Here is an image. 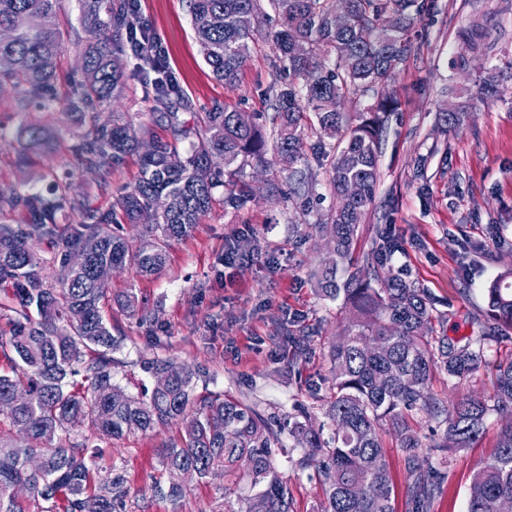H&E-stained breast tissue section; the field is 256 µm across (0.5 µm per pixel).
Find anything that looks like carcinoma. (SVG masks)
Instances as JSON below:
<instances>
[{
	"label": "carcinoma",
	"mask_w": 512,
	"mask_h": 512,
	"mask_svg": "<svg viewBox=\"0 0 512 512\" xmlns=\"http://www.w3.org/2000/svg\"><path fill=\"white\" fill-rule=\"evenodd\" d=\"M85 34L81 73L96 81L74 84L66 105L85 125L81 156L90 167L107 170L124 159L139 157L134 186L121 192L108 211L86 210V222L60 229L55 216L71 206L67 186L53 199L32 195L25 200L30 221L0 224V281L13 287L14 305L0 317V359L12 373L0 371V416L29 444H0V512H26L13 490L24 486L32 512H126L125 477L96 479V452L72 439L89 424L110 440L179 424L166 445L161 464L168 483L151 485L152 496L178 502L188 484L174 473L191 469L202 481L216 473L234 480L235 501L224 500L217 512H294V502L279 470L283 437L300 449L289 463L319 478L322 499L312 512H396L395 490L382 434L389 433L401 451L411 478L405 496L409 512H431L448 481L447 452L469 448L484 435L486 419H507L497 451L474 469L466 512H488L497 498L512 500V360L496 366L493 395L467 398L450 406L428 393L433 372L465 379L486 364L485 345L503 328H512V271L487 289L482 316L487 326L462 346L433 345L422 333L432 308L424 289L387 267L392 246L388 229L379 231L374 262L344 265L360 224L374 202L379 179L381 137L388 116L398 109L388 91L400 65L412 53V30L423 11L421 0H350L347 16L336 20L333 0H190L195 39L213 76L228 87L239 83L256 36L263 35L277 52L275 69L292 77L273 96L268 116L271 133L260 115L216 108L204 113L203 125L190 129L176 113H155L177 94L161 54L131 52L146 39L135 0H77ZM62 0H0V85L9 86L18 107L51 112L64 31L58 22ZM274 16L265 31L258 23ZM477 27L463 32L464 54L484 45ZM141 86L153 112L137 122L102 112L112 107L127 82ZM370 96L373 102L356 112L345 102ZM466 107L439 113L450 130ZM168 122L173 140L159 139L152 126ZM318 138L316 151L329 162V185L336 209L319 228L334 242L317 274L325 297L342 300L347 320L344 336L330 349L332 382L318 405L293 404L284 421L256 401L232 400L222 392H196L195 371L157 353L143 354L141 370L164 385L133 395L114 383L122 362L112 356L118 338L105 304L138 311L133 288L113 294L96 279L104 263L142 275L161 272L171 241L187 238L211 210L215 189L250 165L263 166L271 153L288 167L294 193L312 196L315 176L307 163V133ZM53 131L39 120L27 124L17 152L23 163L47 149ZM224 156V172L208 159ZM351 182L360 195L342 203ZM57 243L53 261L65 266L89 244L96 249L70 279L51 280L35 252L34 238ZM380 284L376 288L373 283ZM415 413L443 429L433 445L437 459L422 454L423 444L410 425Z\"/></svg>",
	"instance_id": "cac0c4a2"
}]
</instances>
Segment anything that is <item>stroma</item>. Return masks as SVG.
Instances as JSON below:
<instances>
[{"label":"stroma","mask_w":512,"mask_h":512,"mask_svg":"<svg viewBox=\"0 0 512 512\" xmlns=\"http://www.w3.org/2000/svg\"><path fill=\"white\" fill-rule=\"evenodd\" d=\"M140 13L166 51L179 92L167 104L187 125L215 106L244 112L269 109L273 87L285 73L273 66L275 53L257 41L236 87L216 80L194 38L187 0H140ZM70 36L59 59L58 98L68 93L67 79L78 65L74 0H64L59 16ZM477 26L485 47L458 66L461 29ZM411 57L390 91L399 102L387 122L379 157V181L352 249L358 264L372 259L377 231L391 225L400 245L390 260L425 288L433 314L425 331L432 344L465 341L479 335L477 316L486 291L501 272L512 268V0H425L416 25ZM494 80L495 96L479 92ZM468 105L460 129L443 130L438 117L445 103ZM29 113L19 110L13 93L0 95V186L15 189L18 199L0 205V223L28 222L25 197L46 193L53 175L64 176L75 208L57 213L60 227L81 223V205L108 210L116 188L132 186L136 157L111 169L109 176L86 169L75 151L82 127L66 112L42 113L58 137L34 164L16 162L15 147ZM320 201L304 208L291 197L288 172L279 162L245 167L241 179L252 195L238 208L215 203L192 234L174 242L160 274L142 277L127 268L116 272L113 291L135 288L142 301L138 314L113 309L114 333L123 361L115 381L127 392L152 389L153 379L139 367L140 353L158 352L193 367L198 391L258 401L261 407L288 414L295 401L314 404L329 388L328 349L342 336L346 321L339 302L322 297L313 273L326 254L317 227L334 210L321 158L309 154ZM241 243L250 259L225 267L224 254ZM306 336L307 354L299 356L290 335ZM512 360V329L490 342L487 366L466 379L434 372L432 397L445 404L486 397L495 386L496 364ZM501 420L489 415L484 438L453 453L445 491L432 512H465L473 469L491 458ZM176 430L161 428L119 441L98 438L82 427L79 439L97 451L100 476L123 471L128 512H210L224 500L223 476L192 482L179 502L151 496L154 480H165L160 465L165 445ZM279 469L287 480L297 512H310L322 497L317 477L295 470L287 455Z\"/></svg>","instance_id":"1"}]
</instances>
